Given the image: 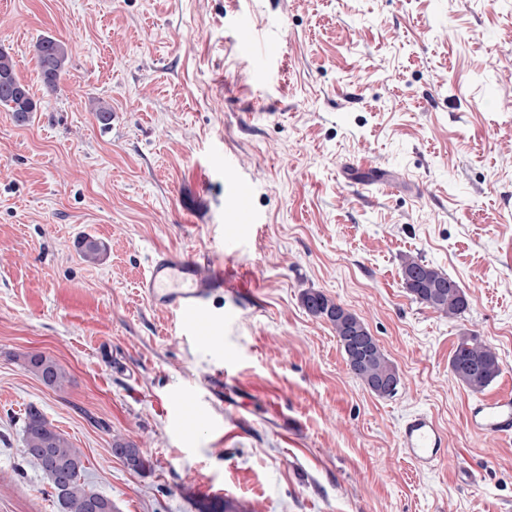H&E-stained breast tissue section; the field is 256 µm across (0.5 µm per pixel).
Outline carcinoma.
Segmentation results:
<instances>
[{
    "label": "carcinoma",
    "instance_id": "obj_1",
    "mask_svg": "<svg viewBox=\"0 0 512 512\" xmlns=\"http://www.w3.org/2000/svg\"><path fill=\"white\" fill-rule=\"evenodd\" d=\"M34 51L45 85L52 91L57 89L69 64L65 43L44 37L35 44ZM0 109L12 113L15 121L23 123L30 121L33 112L37 111V102L15 73L13 58L3 50H0ZM401 276L403 288L412 300L450 319L460 318L468 311L469 298L465 291L439 268L407 256L401 263ZM300 300L311 315L324 318L332 325L351 372L364 386L386 378L394 381L395 386L377 392L376 396L391 397L397 392L400 384L397 369L377 339L373 337L365 344L357 343L359 331L367 330L360 317L314 289L304 291ZM449 366L456 380L475 393L484 391L502 372L498 354L478 335L468 332L458 338ZM25 367L49 387L60 388L67 380L64 368L43 354L26 355ZM22 443L25 448L47 449L44 455L32 456L30 460L47 478L58 512H114L111 497L95 492L81 482L84 470L81 451L73 447L33 405L25 411ZM113 447L124 451V463L129 469L141 472L149 467L150 460L136 445L116 441ZM64 471L70 479L61 487L57 474Z\"/></svg>",
    "mask_w": 512,
    "mask_h": 512
}]
</instances>
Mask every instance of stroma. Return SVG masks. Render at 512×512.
Listing matches in <instances>:
<instances>
[{
  "instance_id": "1",
  "label": "stroma",
  "mask_w": 512,
  "mask_h": 512,
  "mask_svg": "<svg viewBox=\"0 0 512 512\" xmlns=\"http://www.w3.org/2000/svg\"><path fill=\"white\" fill-rule=\"evenodd\" d=\"M245 16L279 58L243 50ZM44 36L69 51L54 93ZM0 49L41 103L25 125L0 111V512H56L21 453L32 403L115 512H512V437L468 428L474 394L449 369L473 332L502 360L486 395L512 390V0H0ZM230 172L260 221L229 248ZM165 249L249 290L208 341L137 290ZM406 255L459 282L465 316L410 298ZM308 288L367 324L394 396L350 372ZM32 351L62 388L25 368ZM221 366L230 406L206 389ZM412 412L448 439L427 473L400 450ZM116 437L150 469L115 458ZM25 367L49 387L61 388L67 380V373L64 368L53 358L43 354H27ZM113 448H121L124 451V457L121 458L124 459L126 466L135 472L144 471L150 466V460L143 451L132 443L115 441Z\"/></svg>"
}]
</instances>
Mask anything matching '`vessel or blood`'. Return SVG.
I'll list each match as a JSON object with an SVG mask.
<instances>
[{
  "label": "vessel or blood",
  "mask_w": 512,
  "mask_h": 512,
  "mask_svg": "<svg viewBox=\"0 0 512 512\" xmlns=\"http://www.w3.org/2000/svg\"><path fill=\"white\" fill-rule=\"evenodd\" d=\"M200 262L177 250H163L150 258L138 281L142 298L150 305L174 312L190 335L205 336L223 319L214 302L223 293L240 295L223 268L201 274ZM467 424L479 434L512 435V392L471 402ZM401 448L414 467L433 470L447 454V440L436 421L424 412L406 416L399 427Z\"/></svg>",
  "instance_id": "b4317fda"
}]
</instances>
